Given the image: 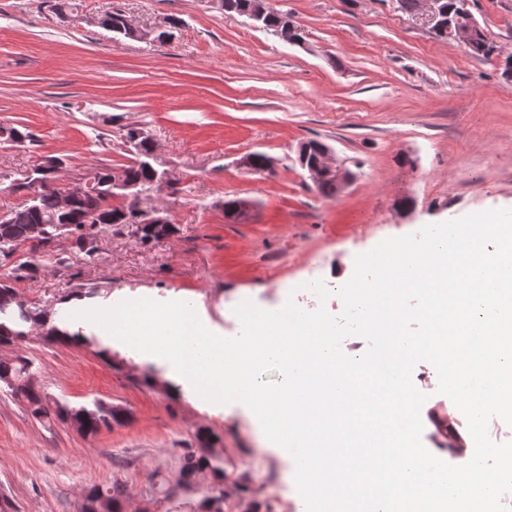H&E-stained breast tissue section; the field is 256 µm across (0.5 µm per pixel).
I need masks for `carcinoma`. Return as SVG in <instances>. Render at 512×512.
Returning a JSON list of instances; mask_svg holds the SVG:
<instances>
[{
  "label": "carcinoma",
  "mask_w": 512,
  "mask_h": 512,
  "mask_svg": "<svg viewBox=\"0 0 512 512\" xmlns=\"http://www.w3.org/2000/svg\"><path fill=\"white\" fill-rule=\"evenodd\" d=\"M291 23L290 15L272 9L266 14L261 26L272 32L276 29L286 30ZM101 27L114 34L130 37L124 24V13L118 10L106 14L102 18ZM464 50L474 57L491 60L496 48L484 30L480 29L472 33ZM139 143L141 149L133 150L130 163L121 166V169L124 170L127 182L143 193L151 188L161 170L148 157L152 150L151 145L143 139ZM324 148L325 145L318 140L304 143L299 153L300 163H315ZM54 164L56 160L53 158L38 164L32 170V177L17 185L19 189L33 191L35 201L10 209L11 223L5 229H0V256L5 258L7 254L26 244L30 245V253L48 255V247L56 237L57 225L64 224L77 233L74 256L90 257L96 251V225L110 224L121 228L126 223V213L133 212L139 205V201L128 202L125 193L112 189V166L103 165L89 171V175L97 182V194L91 197H74L70 208L63 212L60 210L56 191L46 184H39L41 179L48 181L53 178ZM38 225L43 226L45 237L34 243L32 232ZM175 232L176 227L172 223L145 224L141 228L140 241L147 244L169 237ZM37 272L38 264L25 261L14 265L7 275L0 278V342L15 345L24 340L35 327L46 330V341L61 346L88 341L87 337L79 333L72 334L54 324L53 318L34 303L28 305L26 311L16 312L14 283L30 278ZM0 382L7 383L12 394L26 404L35 419L47 422L59 420L77 427L86 436H94L101 429H110L114 424L122 425L127 419L126 411L119 406L98 403L89 409L84 406L71 407L53 400L32 380L29 363L22 356H16L12 360L0 359ZM196 441L198 449L188 450L180 457V484L188 489L193 486L198 475H209L210 486L201 500V512H224V467L209 451L210 435L199 432ZM125 496L124 486L117 482L109 486H91L83 495V512H101L103 509L108 512H123Z\"/></svg>",
  "instance_id": "1"
}]
</instances>
